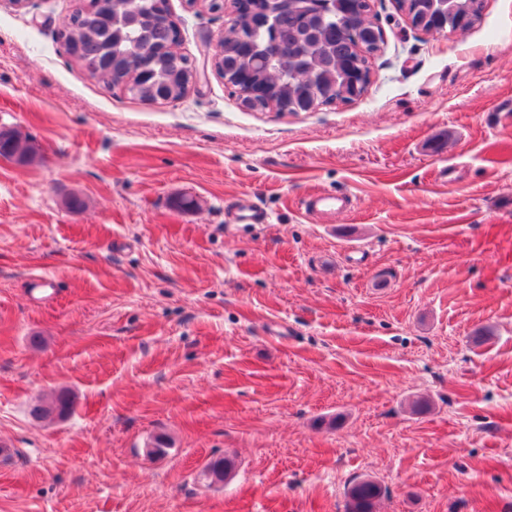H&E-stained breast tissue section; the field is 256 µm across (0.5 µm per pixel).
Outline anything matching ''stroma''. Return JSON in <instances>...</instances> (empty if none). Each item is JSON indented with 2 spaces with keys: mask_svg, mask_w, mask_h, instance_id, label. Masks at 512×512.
<instances>
[{
  "mask_svg": "<svg viewBox=\"0 0 512 512\" xmlns=\"http://www.w3.org/2000/svg\"><path fill=\"white\" fill-rule=\"evenodd\" d=\"M78 5L0 0V130L37 153L0 156V512H345L364 478L374 512H512V0L440 35L371 0L367 94L313 112L244 107L230 10L188 0L182 100L98 82ZM7 157L19 165L29 164L34 160L35 150L31 142L20 133L8 130ZM303 205L307 212L338 214L348 211L351 203L345 196L329 193H316L309 196ZM73 409V400L68 392L63 390L55 392L50 405L43 404L41 398L31 409V415L37 419L63 418L70 414Z\"/></svg>",
  "mask_w": 512,
  "mask_h": 512,
  "instance_id": "35a3bbf8",
  "label": "stroma"
}]
</instances>
